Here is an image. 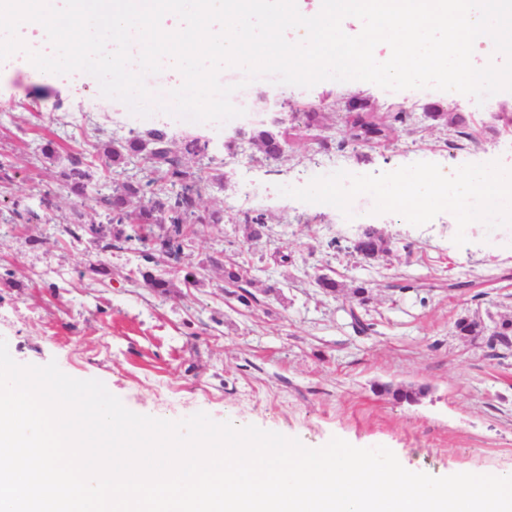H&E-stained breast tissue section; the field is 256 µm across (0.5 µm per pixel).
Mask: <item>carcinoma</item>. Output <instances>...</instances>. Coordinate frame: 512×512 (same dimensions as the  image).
Wrapping results in <instances>:
<instances>
[{"mask_svg": "<svg viewBox=\"0 0 512 512\" xmlns=\"http://www.w3.org/2000/svg\"><path fill=\"white\" fill-rule=\"evenodd\" d=\"M291 116H302L304 128L315 131L324 126L325 113L302 111L297 105L288 104ZM344 122L349 128L352 142L358 146L384 145L393 135L394 126L410 118L402 109H374L371 112H344ZM426 117L446 126L456 139L471 140L473 135L465 131L466 118L460 113L428 112ZM244 139L269 162L278 161L288 142V129L262 125L251 129ZM208 141L199 137H186L181 144L173 141L163 128L145 131H129L124 139L112 140L103 145L105 158L104 178L97 177L95 160L73 155L62 176L68 193L81 200L94 203L98 219L79 221L75 228H66L74 239L84 233L103 249H112L116 243L129 242L132 236L126 228L135 224L146 232L140 251V273L148 287L160 295L169 293L173 279L155 273L164 265V259L184 253L195 224H222L224 211L212 210L198 214L203 191L210 187H224V160L208 155ZM207 159L193 168L188 161ZM53 207L49 194H43L38 207L27 206L14 210L17 220L23 224H39ZM248 237L259 240L266 234L264 215H247ZM353 251L360 257L374 259L388 251L383 239L371 231H365L355 241ZM251 282L248 270L239 264L224 268V287L232 289L237 301L249 307L257 297L249 290ZM455 331L463 339L483 336L487 332L484 323L470 316L455 321ZM491 338L505 347L512 346V317L497 322ZM377 392L397 403L412 404L423 393L411 386L382 384Z\"/></svg>", "mask_w": 512, "mask_h": 512, "instance_id": "carcinoma-1", "label": "carcinoma"}]
</instances>
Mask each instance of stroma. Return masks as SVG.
<instances>
[{
  "instance_id": "stroma-1",
  "label": "stroma",
  "mask_w": 512,
  "mask_h": 512,
  "mask_svg": "<svg viewBox=\"0 0 512 512\" xmlns=\"http://www.w3.org/2000/svg\"><path fill=\"white\" fill-rule=\"evenodd\" d=\"M362 92L378 109L403 104L410 113L397 126L393 148L354 145L341 118L346 97ZM260 86L248 87L243 121L180 125L168 118L174 140L200 134L224 160L223 188L207 189L201 209H220V224H199L187 252L200 263V283L177 284L161 296L137 272L136 250L101 252L64 228L78 212L61 176L70 155L101 147L129 130L156 126L157 116L133 114L105 98L98 83L56 79L41 83L24 64L0 71V163L11 181L0 182V208L26 206L37 191L54 207L43 224L0 222V338L19 364L56 361L67 375L97 379L129 410L177 421L203 412L214 421H237L299 439L309 448L332 437L354 446H384L407 470L433 476L457 471L512 474V352L497 356L485 341L456 336L463 315L484 321L512 316V227L500 241L481 224L469 225L456 246L454 217L443 213L416 227L381 214L366 222L374 200L352 203L353 219L336 208L280 196L299 186L316 166L335 161L355 175L386 172L418 161L456 168L493 160L512 164V103L496 97L477 103L435 89L405 96L371 84L323 81L311 88L286 85L279 100L327 115L333 146L312 136H291L284 156L261 162L255 148L226 144L239 127L266 123ZM459 112L477 131L474 149L448 146L430 130L425 113ZM54 143L55 160L42 154ZM259 186L243 199L244 183ZM265 214L268 230L251 241L244 214ZM391 241V250L366 263L351 246L366 225ZM289 256L276 261V252ZM244 264L258 302L240 305L224 291V271L213 256ZM112 270L96 273V266ZM343 284L330 296L316 275ZM469 282L464 291L456 281ZM372 290L358 304L351 290ZM356 308L372 323L355 332ZM423 389L414 404L376 395L374 384Z\"/></svg>"
}]
</instances>
